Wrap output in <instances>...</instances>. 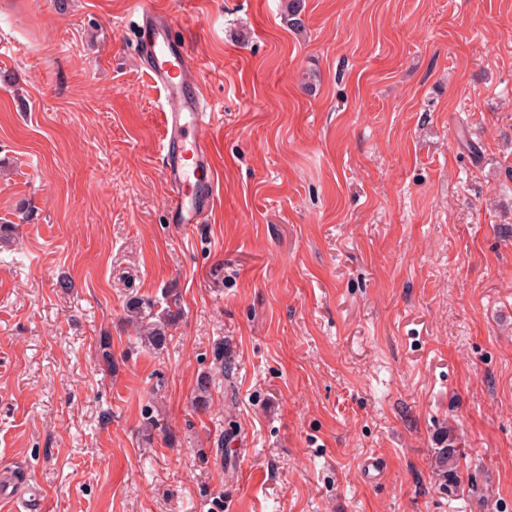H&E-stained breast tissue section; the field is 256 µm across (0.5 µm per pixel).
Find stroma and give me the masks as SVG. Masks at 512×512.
I'll return each instance as SVG.
<instances>
[{"label":"stroma","instance_id":"1","mask_svg":"<svg viewBox=\"0 0 512 512\" xmlns=\"http://www.w3.org/2000/svg\"><path fill=\"white\" fill-rule=\"evenodd\" d=\"M303 4L0 0V512H512V0ZM146 5L217 114L191 227ZM166 299V306H161L159 310L155 309L154 303L138 298L131 299L127 304L129 321L135 326L137 343L148 350L161 351L171 340L169 329L179 314V307L176 297Z\"/></svg>","mask_w":512,"mask_h":512}]
</instances>
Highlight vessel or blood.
I'll list each match as a JSON object with an SVG mask.
<instances>
[{
  "label": "vessel or blood",
  "instance_id": "b4317fda",
  "mask_svg": "<svg viewBox=\"0 0 512 512\" xmlns=\"http://www.w3.org/2000/svg\"><path fill=\"white\" fill-rule=\"evenodd\" d=\"M149 36L141 42L145 72L163 102L161 171L172 189L169 221L190 226L200 223L216 201L217 171L209 138L211 114L190 74L185 44L169 38V21L152 7L143 9Z\"/></svg>",
  "mask_w": 512,
  "mask_h": 512
}]
</instances>
